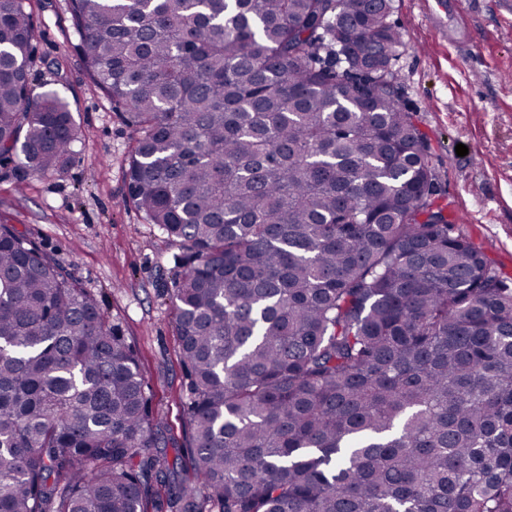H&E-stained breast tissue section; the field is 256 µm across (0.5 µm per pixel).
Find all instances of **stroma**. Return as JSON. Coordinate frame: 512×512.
<instances>
[{
	"mask_svg": "<svg viewBox=\"0 0 512 512\" xmlns=\"http://www.w3.org/2000/svg\"><path fill=\"white\" fill-rule=\"evenodd\" d=\"M25 6L31 94L59 91L82 138L63 173L0 166V220L54 256L135 344L170 451L185 442L188 395L168 294L175 247L128 199L135 133L89 79L68 0ZM391 19L405 41L395 63L402 103L436 175L432 202L512 285V0H394ZM460 143L468 155L457 156Z\"/></svg>",
	"mask_w": 512,
	"mask_h": 512,
	"instance_id": "1",
	"label": "stroma"
}]
</instances>
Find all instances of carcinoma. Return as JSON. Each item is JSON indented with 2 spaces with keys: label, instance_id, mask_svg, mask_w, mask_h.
I'll list each match as a JSON object with an SVG mask.
<instances>
[{
  "label": "carcinoma",
  "instance_id": "carcinoma-1",
  "mask_svg": "<svg viewBox=\"0 0 512 512\" xmlns=\"http://www.w3.org/2000/svg\"><path fill=\"white\" fill-rule=\"evenodd\" d=\"M393 0H70L135 128L129 198L177 247L198 488L134 346L0 222V512H512V288L431 202ZM0 0V163L81 131L31 97ZM164 493L153 490V484Z\"/></svg>",
  "mask_w": 512,
  "mask_h": 512
}]
</instances>
